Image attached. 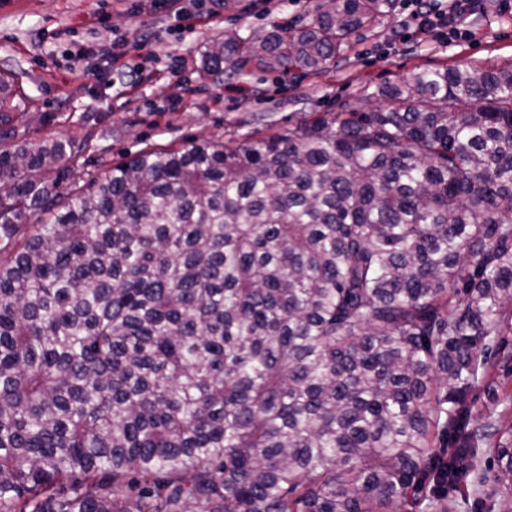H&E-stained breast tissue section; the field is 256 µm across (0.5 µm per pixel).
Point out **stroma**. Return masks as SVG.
Here are the masks:
<instances>
[{
    "mask_svg": "<svg viewBox=\"0 0 512 512\" xmlns=\"http://www.w3.org/2000/svg\"><path fill=\"white\" fill-rule=\"evenodd\" d=\"M326 0H236L211 26H176L158 0H0V71H23L21 94L28 112L27 135L78 137L94 133L92 171L112 166L148 145L181 146L219 137L236 145L254 131L272 134L323 112L359 107L368 94L396 85L417 67L496 65L512 62V16L496 0L471 16V39L445 44L398 34V16L354 33L340 62L328 71L285 75L257 69L223 81L202 70L207 44L235 30L277 24H312ZM154 35L153 54L129 55L140 77L129 87L109 78L116 64L91 50L110 33ZM194 87L182 95L183 86ZM498 433L479 450L483 468L498 471L499 451L512 448V330L486 368L475 401ZM452 512H512V486L465 480L454 493Z\"/></svg>",
    "mask_w": 512,
    "mask_h": 512,
    "instance_id": "35a3bbf8",
    "label": "stroma"
}]
</instances>
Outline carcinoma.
Here are the masks:
<instances>
[{
    "label": "carcinoma",
    "instance_id": "1",
    "mask_svg": "<svg viewBox=\"0 0 512 512\" xmlns=\"http://www.w3.org/2000/svg\"><path fill=\"white\" fill-rule=\"evenodd\" d=\"M395 0L224 32L203 67L318 74ZM0 72V512H448L512 301V65L230 147L25 138ZM44 212L48 224H34Z\"/></svg>",
    "mask_w": 512,
    "mask_h": 512
}]
</instances>
